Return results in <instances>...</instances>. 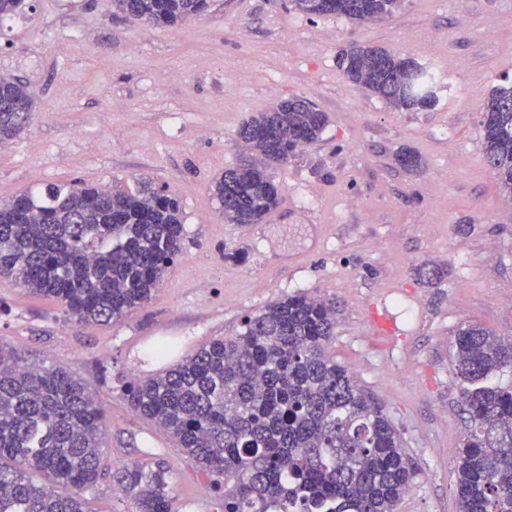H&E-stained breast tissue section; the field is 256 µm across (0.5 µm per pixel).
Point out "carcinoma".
Returning <instances> with one entry per match:
<instances>
[{"mask_svg": "<svg viewBox=\"0 0 512 512\" xmlns=\"http://www.w3.org/2000/svg\"><path fill=\"white\" fill-rule=\"evenodd\" d=\"M153 25L199 15L208 0H113ZM400 0H290L306 15L356 22L393 14ZM371 46L345 50L347 78L394 110L429 111L436 77ZM31 83L0 77V143L27 128ZM329 118L291 98L249 115L237 131L253 159L214 179L230 224H260L276 207L269 173L322 137ZM480 146L499 189L512 199V87L483 105ZM118 185L49 184L0 203V276L56 301L81 324L117 323L147 303L185 239L179 202L139 179ZM334 307L294 294L245 316L171 367L122 385L130 408L180 451L224 476V512H396L416 476L391 420L326 347ZM469 433L457 452L459 512H512V339L480 324L455 334ZM104 413L79 373L33 363L0 344V512H86L83 492L109 477L136 512H171L169 468L157 461L103 465ZM40 475L37 483L33 476Z\"/></svg>", "mask_w": 512, "mask_h": 512, "instance_id": "carcinoma-1", "label": "carcinoma"}]
</instances>
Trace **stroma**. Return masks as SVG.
<instances>
[{"label": "stroma", "instance_id": "stroma-1", "mask_svg": "<svg viewBox=\"0 0 512 512\" xmlns=\"http://www.w3.org/2000/svg\"><path fill=\"white\" fill-rule=\"evenodd\" d=\"M436 73L439 104L392 110L337 64L352 44ZM0 75L30 81V127L0 145V202L50 183L151 179L182 208L183 252L151 300L85 326L0 277V343L76 370L105 410V464L164 460L172 512H219L206 472L136 414L120 381L149 376L242 319L303 292L334 302L328 353L381 406L417 467L397 512H458L454 453L468 421L456 330L512 339V200L480 148L481 108L512 85V0H401L356 23L288 0H214L153 26L110 0H24L0 22ZM301 97L329 116L321 141L273 169L279 202L260 224L225 222L211 183L239 163L240 123ZM408 149L421 165L407 170ZM438 268L440 279H420ZM173 348L157 360V342Z\"/></svg>", "mask_w": 512, "mask_h": 512}]
</instances>
